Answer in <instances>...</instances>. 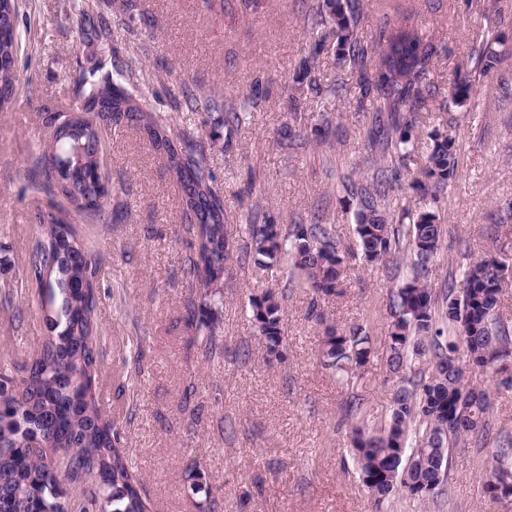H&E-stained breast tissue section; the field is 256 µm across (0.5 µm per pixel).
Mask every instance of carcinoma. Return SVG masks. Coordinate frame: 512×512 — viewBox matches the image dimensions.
Segmentation results:
<instances>
[{
  "instance_id": "cac0c4a2",
  "label": "carcinoma",
  "mask_w": 512,
  "mask_h": 512,
  "mask_svg": "<svg viewBox=\"0 0 512 512\" xmlns=\"http://www.w3.org/2000/svg\"><path fill=\"white\" fill-rule=\"evenodd\" d=\"M78 30L99 50L109 38L105 23L87 25V13L74 5ZM310 31L332 29L337 65L357 74L359 102L373 106L368 137L370 179L349 180L343 188L357 199L355 246L363 260L386 263L404 256L408 271L391 291L387 366L401 375L388 415L379 423L349 406V447L361 486L379 505L393 494L415 496L429 487H447L451 449L471 439L484 441L490 431V394L469 385L463 362L487 367L497 375L512 364V331L499 313V294L512 283L505 264L492 255L471 260L447 285L429 286L431 266L447 234L438 203L459 168L456 139L439 128L429 134L427 152L412 188L415 206L402 205L392 217L390 192L417 150L419 112L433 95L429 81L436 53L407 14L385 21L377 42L359 32V0H316L309 9ZM0 56L16 57L21 39L17 26L4 18ZM500 63L491 43L474 51L471 66L451 82L457 103L477 91L481 78ZM136 58L114 79L106 72L92 79L80 73L76 85L87 106L83 111L52 115L37 144L43 180L33 189L64 198L77 218L106 223L102 198L103 144L112 122L136 119L154 150L166 160L182 188V221L194 245L189 273L199 291L188 301L187 321L202 336L211 357L223 349L220 307L224 276L236 235L224 223V200L197 143L187 134L172 135L165 119L151 112L137 72ZM16 71L0 70V95L11 102ZM64 120V124L55 122ZM89 202L84 206L78 199ZM51 201L35 213L38 231L27 273L48 295L42 306L51 336L21 363L0 365V380L18 381L15 391L0 387V512H154L121 448L119 430L106 421L93 392L97 369L94 344L95 286L102 259L89 253ZM244 255L269 270L288 266V281L311 293V312L324 325L322 365L346 386L354 383L372 354L368 326L347 330L326 323L319 302L342 294L351 253L343 249L332 224L260 223L249 217ZM251 318L267 355L280 357L282 306L271 290L249 297ZM512 482V442L501 446L482 476L486 492L495 481Z\"/></svg>"
}]
</instances>
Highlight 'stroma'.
I'll return each instance as SVG.
<instances>
[{
    "label": "stroma",
    "mask_w": 512,
    "mask_h": 512,
    "mask_svg": "<svg viewBox=\"0 0 512 512\" xmlns=\"http://www.w3.org/2000/svg\"><path fill=\"white\" fill-rule=\"evenodd\" d=\"M73 0H17L25 38L16 57L13 103L0 112V362L20 359L48 329L38 290L25 269L35 236L31 213L45 194L33 192L36 145L47 113L70 112L81 99L72 77L89 52L69 18ZM104 15L113 36L107 56L136 57L154 111L174 131L202 147L224 195V221L239 230L248 212L277 224H310L326 215L344 243L354 241L356 201L339 176L366 154V120L356 91L317 97L321 85L349 80L336 65L330 29L310 34L304 0H260L243 14L223 0H83ZM362 35L375 39L395 8L430 31L437 54L429 101L394 204H415L411 181L429 150L428 134L448 129L460 150L455 181L440 201L448 229L431 267L433 288L467 259L494 254L512 267V0H363ZM503 40L504 61L484 77L476 96L456 103L448 90L469 54L492 36ZM257 90L241 124L224 121L225 105ZM221 109L207 107L209 99ZM297 99L308 138L292 150L283 139L288 102ZM333 114L330 129L316 116ZM110 223H78L81 241L103 258L95 318V386L107 420L156 512H371L347 443V407L360 400L373 419L389 412L398 377L387 365V301L393 287L382 266L351 261L341 296L322 301L340 328L370 323L372 355L354 386L339 385L322 366V325L308 319L307 293L289 287L284 267L263 271L231 259L224 282L220 334L224 352L208 358L184 304L195 289L185 273L191 237L181 220L182 190L164 160L127 122L104 148ZM282 295L285 345L267 358L252 323L248 298ZM493 402L485 443L451 451L448 492L395 494L381 512H512L492 500L481 476L503 440H512V387L485 369H468ZM198 466L210 494L186 481Z\"/></svg>",
    "instance_id": "1"
}]
</instances>
